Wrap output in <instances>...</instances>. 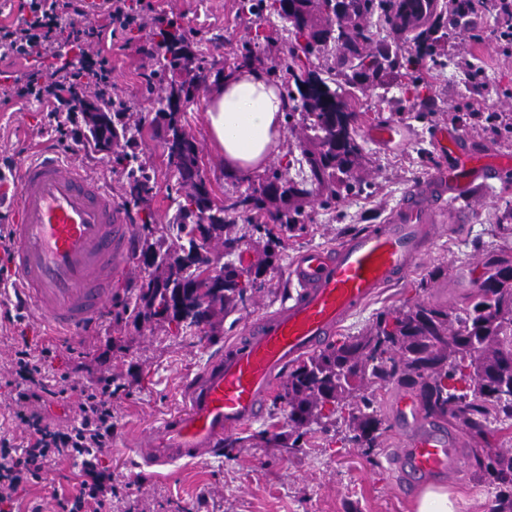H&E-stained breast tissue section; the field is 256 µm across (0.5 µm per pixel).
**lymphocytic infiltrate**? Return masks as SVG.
<instances>
[{
  "instance_id": "1",
  "label": "lymphocytic infiltrate",
  "mask_w": 512,
  "mask_h": 512,
  "mask_svg": "<svg viewBox=\"0 0 512 512\" xmlns=\"http://www.w3.org/2000/svg\"><path fill=\"white\" fill-rule=\"evenodd\" d=\"M81 0H27L28 18L0 27V47L13 55L42 59L61 56L66 47L82 50L77 63L53 67L50 71L27 72L24 78L0 84V98L33 100L46 111H77L87 88L106 92L112 70L107 58L89 53L87 45L137 23L146 9L144 0H106V18L99 27L80 28L71 23L80 11ZM12 392L8 407L11 420L23 428L22 442L0 436V512H14L16 494L22 482L39 483L50 470L64 461L81 458L82 467L72 493L56 499L60 512H105L112 503V485L97 459L98 452L112 440V381L72 385L67 380H48L29 346L16 349L14 366L0 381ZM79 395L72 422L52 427L45 423L41 404Z\"/></svg>"
}]
</instances>
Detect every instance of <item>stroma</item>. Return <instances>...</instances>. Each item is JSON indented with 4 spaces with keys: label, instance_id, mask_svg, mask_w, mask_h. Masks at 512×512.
Segmentation results:
<instances>
[{
    "label": "stroma",
    "instance_id": "35a3bbf8",
    "mask_svg": "<svg viewBox=\"0 0 512 512\" xmlns=\"http://www.w3.org/2000/svg\"><path fill=\"white\" fill-rule=\"evenodd\" d=\"M153 7L106 49L112 69V97L125 102L132 121L140 122L136 150L155 174L150 207L158 226L170 224L176 212L177 174L166 165L163 141L166 122L158 114L169 95V80L155 77L153 32L161 16L180 19L189 33L192 57H205L210 78L196 97L182 103L180 114L195 144L201 171L216 200L225 192H243L261 181V174L244 180L229 178L222 158L211 147L205 123V100L217 86L214 71L254 33L253 19L239 15L238 0H151ZM490 9L476 8L448 29V41L437 59H425L423 70L433 84L413 99L395 81L372 87L365 95L370 106L359 109L358 138L368 157L359 172L366 189L325 209L310 197L306 232L282 239L276 259L259 276L245 304L222 313L201 327L176 328L139 316V289L149 274L134 260L130 278L116 281L111 303L88 335H53L44 319L17 312L13 289L0 287V374L7 373L14 348L28 343L33 350L53 351L45 365L52 376L72 382L112 379V447L103 449L99 464L112 476V512H412L414 493L402 492L400 477L391 466L394 449L403 447L406 432L398 423L401 385L390 384L376 393V410L387 430L378 448L365 450L348 441L347 426L338 416L303 427L300 440L288 439V405L283 386H276L264 416L224 440L222 454L202 462L182 460L163 475L140 469L137 457L123 449L128 436L146 434L183 405V387L214 357L245 322L278 309L297 292L289 267L300 253L335 245L344 237L380 223L404 191L427 175L454 165L441 151L440 129L458 131L462 146L487 154L511 153L512 133L490 138L472 127L474 109L512 114V56L501 55L493 37ZM270 30V23L260 25ZM483 72L485 88L472 89L469 68ZM393 125L392 140L371 139L372 125ZM82 116H74L63 132L52 131L37 102L0 100V166L19 167L44 146L80 164L92 177L124 198L123 176L112 166V155L94 150L84 137ZM471 215L463 235L440 233L424 261L403 280L354 313L339 329V337L355 336L385 311L414 303L459 306L475 287L485 261L493 255L512 259V231L500 230V217L512 208V176L489 181L475 199L464 202ZM444 276L427 281L433 268ZM18 313V312H17ZM448 439L462 456V468L448 482L469 502L467 512H491L494 497L478 465L487 452L512 450V430L489 436L488 446L472 443L464 430L449 426ZM81 467L74 459L61 464L50 480L24 484L19 512L40 504L41 512H57L55 496L72 489Z\"/></svg>",
    "mask_w": 512,
    "mask_h": 512
}]
</instances>
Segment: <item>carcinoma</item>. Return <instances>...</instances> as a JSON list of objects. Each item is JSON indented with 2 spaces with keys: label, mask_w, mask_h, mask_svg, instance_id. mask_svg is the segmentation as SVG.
I'll return each instance as SVG.
<instances>
[{
  "label": "carcinoma",
  "mask_w": 512,
  "mask_h": 512,
  "mask_svg": "<svg viewBox=\"0 0 512 512\" xmlns=\"http://www.w3.org/2000/svg\"><path fill=\"white\" fill-rule=\"evenodd\" d=\"M238 12L258 20L275 15L288 24L286 49L273 75L287 77L288 128L302 125L307 131L299 141V162L308 172L296 181L273 170L252 190L226 194L220 204L205 180L188 184L175 223L166 227L177 231V239H186L174 250L164 236H155L153 213L146 211L141 256L152 272L141 285L139 308L157 323L181 321L191 327L244 302L247 285L254 284L281 245L269 223L288 233L303 230L308 197L316 194L322 206L330 207L354 191L352 178L364 161L355 130V92L398 71L404 79L401 88L420 95L428 85L417 72L424 58L441 54L448 38V18L438 0H239ZM372 15L412 35L415 51L399 59L387 47L370 48L365 20ZM276 33L273 29L242 43L224 68L231 73L253 65L261 42H276ZM154 36L157 72L185 73L181 82L171 84L169 97L192 98L206 81L207 67L201 61L190 67L187 35L178 18H158ZM332 44L339 50L332 62H316ZM94 108L97 121L86 119L88 144L100 148L105 135L114 143H133L135 133L121 121L123 105L99 99ZM159 115L185 138L177 157L166 152L168 166L180 176L199 167L179 113ZM112 163L125 178L126 195L136 204L149 202L154 181L147 163L125 150L113 154ZM232 217L247 223L239 236L229 232ZM221 236L229 253L245 238H256L262 257L246 267L218 266L212 242ZM394 382L418 387L426 417L455 420L477 444L488 443L498 426L512 421V259L490 257L476 289L458 308L405 305L381 314L362 335L301 360L288 374V425L297 432L326 417L327 408L332 415H344L349 441L376 448L387 427L373 410L375 395L368 388ZM479 467L494 493L493 512H512V453L497 452Z\"/></svg>",
  "instance_id": "carcinoma-1"
}]
</instances>
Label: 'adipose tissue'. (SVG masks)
Instances as JSON below:
<instances>
[{"mask_svg": "<svg viewBox=\"0 0 512 512\" xmlns=\"http://www.w3.org/2000/svg\"><path fill=\"white\" fill-rule=\"evenodd\" d=\"M287 107L278 86L253 66L225 77L214 89L206 103V121L229 177L248 178L277 153Z\"/></svg>", "mask_w": 512, "mask_h": 512, "instance_id": "ef3b65f1", "label": "adipose tissue"}]
</instances>
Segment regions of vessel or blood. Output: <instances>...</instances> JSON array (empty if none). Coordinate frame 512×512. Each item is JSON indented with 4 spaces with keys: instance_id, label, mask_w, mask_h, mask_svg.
<instances>
[{
    "instance_id": "1",
    "label": "vessel or blood",
    "mask_w": 512,
    "mask_h": 512,
    "mask_svg": "<svg viewBox=\"0 0 512 512\" xmlns=\"http://www.w3.org/2000/svg\"><path fill=\"white\" fill-rule=\"evenodd\" d=\"M460 133L439 134L453 167L410 186L380 223L333 247L301 253L290 267L293 301L247 321L239 336L183 389L185 407L166 419L137 454L161 470L180 459L220 452L226 435L262 418L283 373L336 335L357 310L423 261L448 221L467 223L457 202L512 172V156L459 152ZM7 262L23 309L69 334L95 323L112 284L132 262L134 229L123 204L78 165L43 151L23 162ZM447 433L432 426L410 435L391 461L410 488L451 473Z\"/></svg>"
}]
</instances>
